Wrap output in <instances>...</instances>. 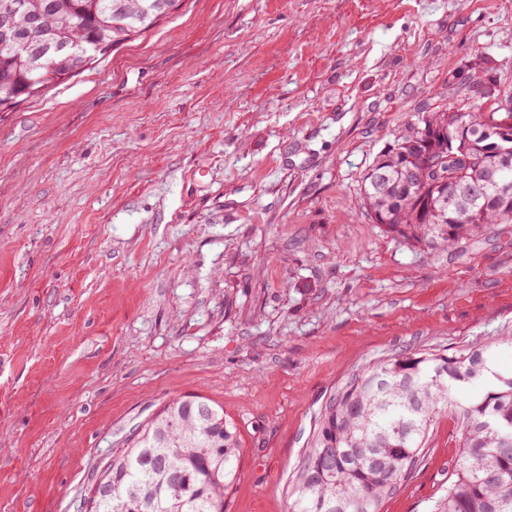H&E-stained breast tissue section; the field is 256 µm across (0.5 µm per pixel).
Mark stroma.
Listing matches in <instances>:
<instances>
[{
	"label": "stroma",
	"instance_id": "stroma-1",
	"mask_svg": "<svg viewBox=\"0 0 512 512\" xmlns=\"http://www.w3.org/2000/svg\"><path fill=\"white\" fill-rule=\"evenodd\" d=\"M512 96V0H181L0 111V512H83L168 400L238 431L224 512H287L338 385L512 333V224L430 250L359 175L451 88ZM457 423L381 512H429Z\"/></svg>",
	"mask_w": 512,
	"mask_h": 512
}]
</instances>
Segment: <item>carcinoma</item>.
<instances>
[{"instance_id": "1", "label": "carcinoma", "mask_w": 512, "mask_h": 512, "mask_svg": "<svg viewBox=\"0 0 512 512\" xmlns=\"http://www.w3.org/2000/svg\"><path fill=\"white\" fill-rule=\"evenodd\" d=\"M14 38H0V110L41 95L58 75L49 47L77 41L86 64L153 29L180 0H26ZM43 46L17 55L31 18ZM462 106L423 110L360 175L361 206L385 232L408 242L454 247L493 224H512V108L465 82ZM512 336L452 355L393 354L346 379L329 396L310 448L287 490L289 512H380L410 478L437 420L457 421L459 452L448 488L431 512H512V370L498 360ZM240 444L224 408L201 396L165 404L94 471L110 494L88 512H224Z\"/></svg>"}]
</instances>
